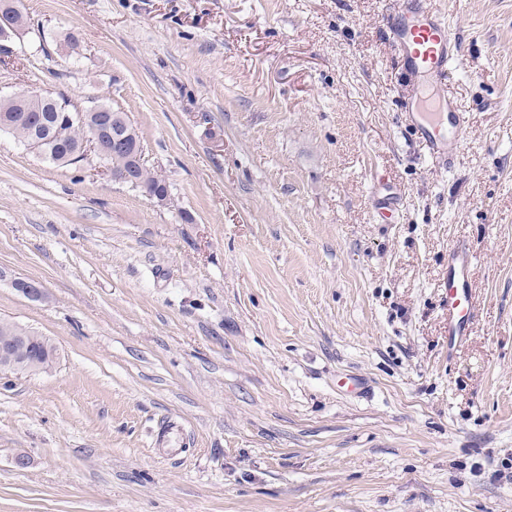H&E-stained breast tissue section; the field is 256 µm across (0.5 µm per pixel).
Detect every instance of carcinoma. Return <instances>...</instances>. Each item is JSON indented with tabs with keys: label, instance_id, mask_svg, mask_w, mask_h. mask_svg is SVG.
Segmentation results:
<instances>
[{
	"label": "carcinoma",
	"instance_id": "cac0c4a2",
	"mask_svg": "<svg viewBox=\"0 0 512 512\" xmlns=\"http://www.w3.org/2000/svg\"><path fill=\"white\" fill-rule=\"evenodd\" d=\"M64 99H53L42 105L38 112H18L14 103L7 97H0V121L7 119L11 123V135L25 144L36 135L46 139L43 156L56 163L73 155L81 149L86 137V129L79 123L66 126L67 133L62 137L55 135L56 127L62 125L63 111L60 105ZM130 147L122 154L112 156V172L121 174L133 171V187L159 203L169 200V185L157 172L147 167L142 157V146L138 133L131 131ZM9 336L26 337L22 356L24 362L18 365L17 372L30 374L50 369L55 363L56 347L52 340L18 323L0 319V342Z\"/></svg>",
	"mask_w": 512,
	"mask_h": 512
}]
</instances>
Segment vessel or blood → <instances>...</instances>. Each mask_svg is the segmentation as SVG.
<instances>
[{
  "mask_svg": "<svg viewBox=\"0 0 512 512\" xmlns=\"http://www.w3.org/2000/svg\"><path fill=\"white\" fill-rule=\"evenodd\" d=\"M382 25L402 66L406 92L401 109L408 126L439 164H447L449 146L464 141V117L454 101L435 96L458 68L460 45L448 18L429 0H388ZM472 254L454 241L448 250V342L466 336L474 313L469 288Z\"/></svg>",
  "mask_w": 512,
  "mask_h": 512,
  "instance_id": "vessel-or-blood-1",
  "label": "vessel or blood"
}]
</instances>
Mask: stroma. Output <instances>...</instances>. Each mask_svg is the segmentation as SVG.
Masks as SVG:
<instances>
[{"label": "stroma", "mask_w": 512, "mask_h": 512, "mask_svg": "<svg viewBox=\"0 0 512 512\" xmlns=\"http://www.w3.org/2000/svg\"><path fill=\"white\" fill-rule=\"evenodd\" d=\"M432 2L464 50L446 170L384 0H19L0 96L124 112L170 199L0 133V319L58 354L0 372V512H512V0ZM472 254L464 241H454L448 250V346L467 336L474 316L469 288ZM473 309V311H472ZM9 336H17V342L26 336L22 351L24 362L17 365V374L43 372L55 363L57 350L49 337L18 323L0 319V342Z\"/></svg>", "instance_id": "1"}]
</instances>
